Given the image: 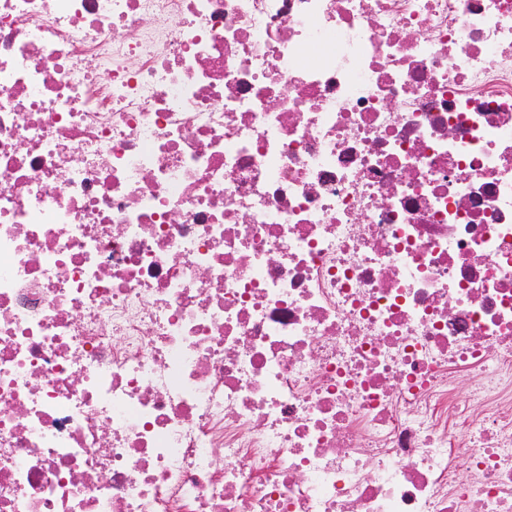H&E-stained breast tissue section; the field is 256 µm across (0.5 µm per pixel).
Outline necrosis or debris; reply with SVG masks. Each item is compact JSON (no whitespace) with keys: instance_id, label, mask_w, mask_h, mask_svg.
I'll use <instances>...</instances> for the list:
<instances>
[{"instance_id":"4bbe7bcc","label":"necrosis or debris","mask_w":512,"mask_h":512,"mask_svg":"<svg viewBox=\"0 0 512 512\" xmlns=\"http://www.w3.org/2000/svg\"><path fill=\"white\" fill-rule=\"evenodd\" d=\"M0 512H512V0H0Z\"/></svg>"}]
</instances>
